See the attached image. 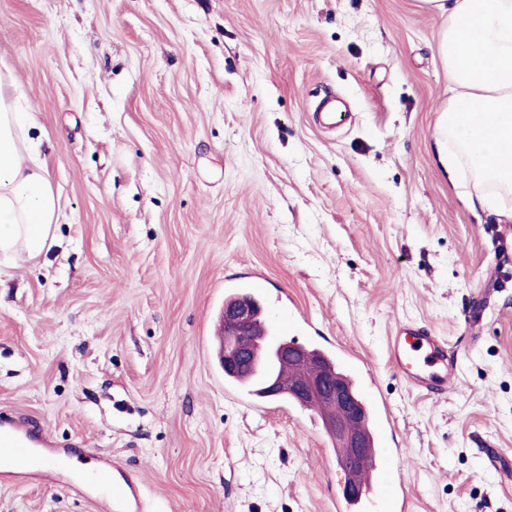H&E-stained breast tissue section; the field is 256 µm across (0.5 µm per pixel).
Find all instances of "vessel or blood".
I'll return each instance as SVG.
<instances>
[{
	"label": "vessel or blood",
	"mask_w": 512,
	"mask_h": 512,
	"mask_svg": "<svg viewBox=\"0 0 512 512\" xmlns=\"http://www.w3.org/2000/svg\"><path fill=\"white\" fill-rule=\"evenodd\" d=\"M268 290L263 275H255L243 283H230L224 289L225 301L244 295L266 297ZM292 323L284 316L262 318L260 329L271 342L286 339ZM388 356L393 369L408 383L422 392L447 393L459 381V362L443 337L412 322L397 323L388 340ZM326 358L346 367L351 377L371 376L372 371L362 360L343 349L325 350ZM249 377H233L224 382V392L244 406H255L257 398L251 390ZM370 419L369 465L359 477L362 494L358 499L340 498L338 512H405L406 483L400 461L401 449L393 445L395 425L386 398L378 390L370 389L360 395ZM67 448L57 447L46 439L34 438L32 431L9 412H0V473L19 483H55L58 472L51 460L70 456ZM118 464L111 456L98 455L87 480L71 482L70 487L88 499L105 501L111 512H140L142 499L136 478L126 476L114 479Z\"/></svg>",
	"instance_id": "b4317fda"
}]
</instances>
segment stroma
Instances as JSON below:
<instances>
[{"mask_svg":"<svg viewBox=\"0 0 512 512\" xmlns=\"http://www.w3.org/2000/svg\"><path fill=\"white\" fill-rule=\"evenodd\" d=\"M443 19L416 0H0V68L30 102L56 245L0 258V411L138 473L150 512H336L319 415L224 395L226 279L264 272L299 338L372 367L404 450L405 512H512V223L434 162ZM352 117L316 124L318 101ZM411 320L461 362L411 388ZM0 512H107L0 485ZM393 369L421 392L445 394L459 381V362L447 342L413 322L396 324L388 340Z\"/></svg>","mask_w":512,"mask_h":512,"instance_id":"1","label":"stroma"}]
</instances>
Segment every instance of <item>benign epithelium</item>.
<instances>
[{
  "instance_id": "obj_1",
  "label": "benign epithelium",
  "mask_w": 512,
  "mask_h": 512,
  "mask_svg": "<svg viewBox=\"0 0 512 512\" xmlns=\"http://www.w3.org/2000/svg\"><path fill=\"white\" fill-rule=\"evenodd\" d=\"M255 313L256 306L246 300L224 309L221 358L229 372H243L253 366L250 343ZM274 359L287 363L292 373L286 381L270 377L267 385L269 395L287 391L311 408L331 407L332 413L327 420L329 431L337 438L338 448L348 457V463L352 466L360 464L365 447L363 421L354 396L343 380L312 355L288 344L274 352Z\"/></svg>"
}]
</instances>
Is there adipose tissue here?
Returning <instances> with one entry per match:
<instances>
[{
  "label": "adipose tissue",
  "instance_id": "adipose-tissue-1",
  "mask_svg": "<svg viewBox=\"0 0 512 512\" xmlns=\"http://www.w3.org/2000/svg\"><path fill=\"white\" fill-rule=\"evenodd\" d=\"M447 18L435 52L448 102L435 159L472 211L512 222V0H418ZM33 116L10 70H0V254L39 257L55 240L59 197L25 131Z\"/></svg>",
  "mask_w": 512,
  "mask_h": 512
}]
</instances>
